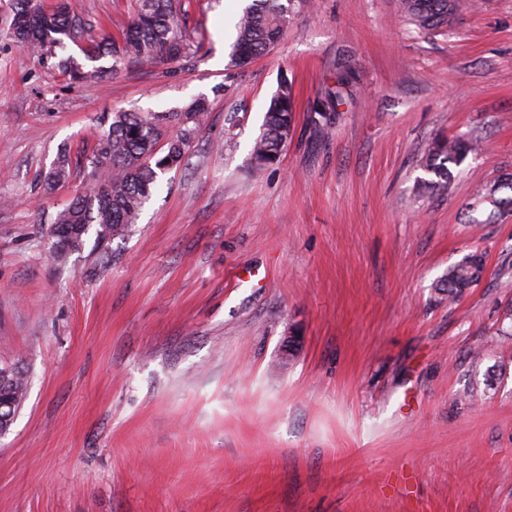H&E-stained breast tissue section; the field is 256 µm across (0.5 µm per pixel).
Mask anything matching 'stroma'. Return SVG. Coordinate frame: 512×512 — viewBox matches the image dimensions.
Listing matches in <instances>:
<instances>
[{
  "label": "stroma",
  "mask_w": 512,
  "mask_h": 512,
  "mask_svg": "<svg viewBox=\"0 0 512 512\" xmlns=\"http://www.w3.org/2000/svg\"><path fill=\"white\" fill-rule=\"evenodd\" d=\"M70 3L111 38L135 7ZM177 12L183 57L107 56L118 75L76 83L6 38L0 0V366L29 376L0 512H512V213L490 196L512 176V0H456L442 33L398 0H290L243 68L238 0ZM284 81L294 128L257 171ZM197 99L136 224L55 264L52 220L113 113ZM462 134L479 150L429 189L432 144ZM475 251L482 280L449 300L438 281Z\"/></svg>",
  "instance_id": "35a3bbf8"
}]
</instances>
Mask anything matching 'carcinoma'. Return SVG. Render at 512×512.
Wrapping results in <instances>:
<instances>
[{
	"mask_svg": "<svg viewBox=\"0 0 512 512\" xmlns=\"http://www.w3.org/2000/svg\"><path fill=\"white\" fill-rule=\"evenodd\" d=\"M455 0H401L400 8L408 23L433 31L448 26L454 13ZM175 0H137L134 17L122 33L125 53L140 62L158 63L175 60L186 50V42L176 20ZM287 22V8L281 0H254L236 23V41L232 63L243 67L267 52L282 36ZM82 20L71 12L69 4L60 2L49 11L40 0H14L13 19L7 36L29 51L54 54L64 39L80 42L85 38ZM107 40L88 38L86 58L96 61L110 53ZM55 67L73 81L104 80L111 71L102 67L85 71L71 56H60ZM206 112L197 101L188 110L171 116H143L136 112H115L107 131L100 135L88 157L90 186L59 210L51 225V236L59 244L50 250L55 263L61 265L68 256L81 250L84 237L95 230L96 241L106 245L122 236L136 223L143 204L158 178L182 166L186 148ZM182 125L179 133L169 138L165 122ZM294 127L292 90L283 81L272 97L264 115L263 132L254 142L252 162L261 170L274 164ZM471 137L439 140L426 158L427 169L441 180L449 179V165L460 164L476 150ZM70 161L59 157L58 164L45 176L46 184L67 180ZM484 273L480 255H466L441 280L438 290L453 298L464 288L476 285ZM0 379L23 402L28 391L26 371L18 367L0 368Z\"/></svg>",
	"mask_w": 512,
	"mask_h": 512,
	"instance_id": "1",
	"label": "carcinoma"
}]
</instances>
